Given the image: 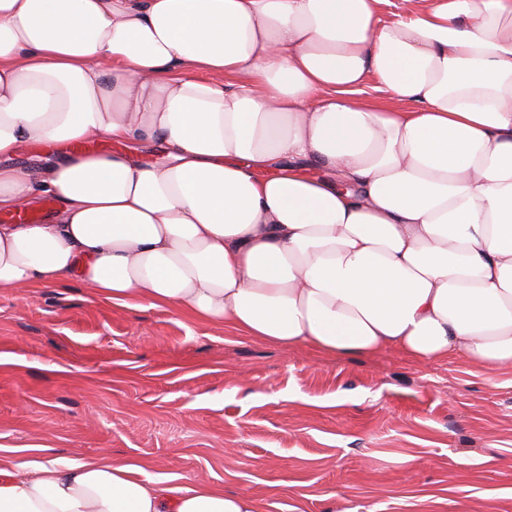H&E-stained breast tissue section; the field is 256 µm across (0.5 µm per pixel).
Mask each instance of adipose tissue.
<instances>
[{
  "label": "adipose tissue",
  "instance_id": "ef3b65f1",
  "mask_svg": "<svg viewBox=\"0 0 512 512\" xmlns=\"http://www.w3.org/2000/svg\"><path fill=\"white\" fill-rule=\"evenodd\" d=\"M382 2L0 0V211L57 202L0 224V291L76 279L277 345L512 370V0ZM34 450L0 444V512H265ZM75 144H54V143H29L26 144L22 151L11 159L12 163H28L31 159L37 157H46L49 153L55 152L60 148L68 150L76 149Z\"/></svg>",
  "mask_w": 512,
  "mask_h": 512
}]
</instances>
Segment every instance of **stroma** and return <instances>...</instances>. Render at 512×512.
Listing matches in <instances>:
<instances>
[{"label":"stroma","mask_w":512,"mask_h":512,"mask_svg":"<svg viewBox=\"0 0 512 512\" xmlns=\"http://www.w3.org/2000/svg\"><path fill=\"white\" fill-rule=\"evenodd\" d=\"M0 442L246 491L268 512H512V372L282 348L75 280L0 292Z\"/></svg>","instance_id":"1"}]
</instances>
